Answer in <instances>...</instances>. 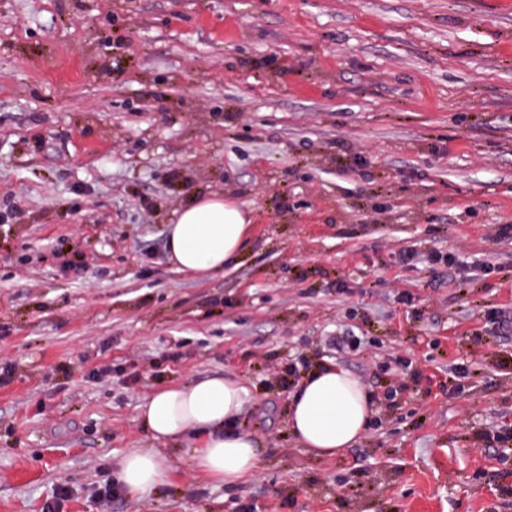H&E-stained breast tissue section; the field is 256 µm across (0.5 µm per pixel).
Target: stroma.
<instances>
[{
	"instance_id": "35a3bbf8",
	"label": "stroma",
	"mask_w": 512,
	"mask_h": 512,
	"mask_svg": "<svg viewBox=\"0 0 512 512\" xmlns=\"http://www.w3.org/2000/svg\"><path fill=\"white\" fill-rule=\"evenodd\" d=\"M205 191L254 227L201 279L166 229ZM492 225L512 228V0H0V512H512ZM327 364L375 414L319 457L286 420ZM224 374L260 459L235 488L137 419ZM155 446L166 486L103 497Z\"/></svg>"
}]
</instances>
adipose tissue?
<instances>
[{
  "label": "adipose tissue",
  "instance_id": "adipose-tissue-1",
  "mask_svg": "<svg viewBox=\"0 0 512 512\" xmlns=\"http://www.w3.org/2000/svg\"><path fill=\"white\" fill-rule=\"evenodd\" d=\"M252 235L249 210L219 193L194 196L167 228V255L178 271L208 276L237 262ZM250 400L240 379L213 376L156 389L138 407V418L154 439L194 438L197 471L234 486L255 474L253 436L237 421ZM373 418L371 395L362 381L336 365L314 370L291 397L288 429L305 448L333 456L356 444ZM171 465L158 449L123 456L118 478L125 490L146 495L166 484Z\"/></svg>",
  "mask_w": 512,
  "mask_h": 512
}]
</instances>
